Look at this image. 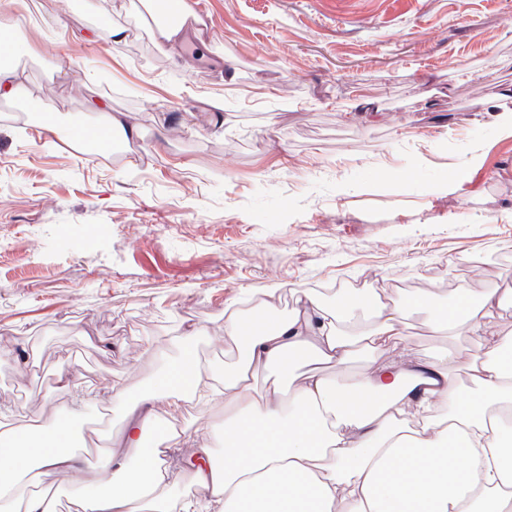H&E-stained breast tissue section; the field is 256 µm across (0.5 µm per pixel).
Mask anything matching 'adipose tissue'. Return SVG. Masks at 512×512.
I'll list each match as a JSON object with an SVG mask.
<instances>
[{"instance_id":"obj_1","label":"adipose tissue","mask_w":512,"mask_h":512,"mask_svg":"<svg viewBox=\"0 0 512 512\" xmlns=\"http://www.w3.org/2000/svg\"><path fill=\"white\" fill-rule=\"evenodd\" d=\"M18 0H0L10 13L0 24V97L23 91L13 59L17 31L30 15H14ZM177 19L149 29L159 46L177 51L203 19L194 0H175ZM505 298L460 293L435 323L478 336L485 361L464 364L444 354L428 359L402 343V311L364 295H337L335 307L307 298L302 312L280 317L248 343L241 321L224 320L227 343L244 344L240 359L224 368L220 384L197 371L191 389L173 381L167 367L141 403L125 414V427L110 451L111 482L86 479L71 453L69 426L50 429L0 424V501L32 470L64 471L82 484L76 512H171V473L140 455L148 419L172 414L190 395L224 408V451L206 436L170 430L167 448H191L203 459L197 483L217 512H512V337L499 338L489 320ZM363 307L369 329L343 330L342 320ZM402 354H395V347ZM361 359L355 381L338 386L321 365ZM465 370L474 388L463 394L454 381ZM274 373L263 392L251 381Z\"/></svg>"}]
</instances>
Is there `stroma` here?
I'll return each instance as SVG.
<instances>
[{
  "mask_svg": "<svg viewBox=\"0 0 512 512\" xmlns=\"http://www.w3.org/2000/svg\"><path fill=\"white\" fill-rule=\"evenodd\" d=\"M26 2V93L0 98V423L76 408L75 447L104 446L89 392L137 399L191 326L221 381L225 313L309 296L427 294L403 321L415 350L483 359L432 322L458 289L512 292V0H197L175 55L140 0ZM91 97L140 138L82 154L29 110L91 127ZM174 424L223 451L222 407Z\"/></svg>",
  "mask_w": 512,
  "mask_h": 512,
  "instance_id": "1",
  "label": "stroma"
}]
</instances>
